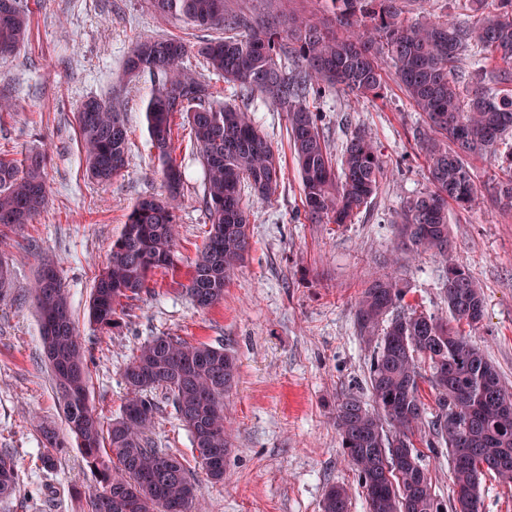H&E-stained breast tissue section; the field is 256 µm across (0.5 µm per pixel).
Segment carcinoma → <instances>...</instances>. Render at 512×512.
<instances>
[{"mask_svg":"<svg viewBox=\"0 0 512 512\" xmlns=\"http://www.w3.org/2000/svg\"><path fill=\"white\" fill-rule=\"evenodd\" d=\"M333 18L305 15L262 21L226 11L225 0H151L154 14L224 35L187 44L178 37L140 40L123 62V75L148 83L146 131L165 194L138 198L112 242L106 266L95 277L88 322L108 332L126 301L148 291L152 274L174 266L179 236L176 210L187 180L174 157L173 119L190 128L203 170L202 199L210 223L192 265L186 294L201 309L224 301V287L249 252L250 211L242 186L271 201L283 180L272 143L250 113L215 95L211 79L184 66L194 53L202 67L236 88L288 113L289 147L296 165L305 219L311 224H350L377 193L383 163L372 136L361 129L333 157L310 97L342 90L376 98L384 89L385 61L427 126L414 140L431 189L406 201L396 233L410 251L425 250L443 268L448 313L408 307L404 279L385 275L364 285L355 304L359 335L376 342L369 369L372 405L345 395L336 406L340 447L358 473L367 512H480L487 473L512 482V390L461 331L485 316V301L463 261L450 247L449 206L471 209L481 199L469 160L496 156L500 201L512 208V0H460L475 21L408 22L404 0H331ZM19 0H0V56L11 55L28 33ZM489 69L471 84L462 77L463 57ZM86 171L108 183L128 165L129 130L120 112L96 97L77 113ZM45 150L22 158L0 153V233L32 223L48 199ZM42 349L70 438L100 488L88 494L87 512H194L199 481H224V396L235 383V357L222 347L180 336H153L136 347L123 371L121 415L104 426L89 400L90 370L69 295L57 279L32 284ZM429 370L424 376L423 369ZM428 379L435 408L424 402ZM188 431L193 461L157 447L151 433L160 411L155 392ZM434 413H429V410ZM40 468L55 467L67 445L55 428L40 424ZM428 448H446L454 485L452 500L437 498L423 466ZM15 458L0 450V500L16 492ZM341 485L329 487L320 512H349Z\"/></svg>","mask_w":512,"mask_h":512,"instance_id":"obj_1","label":"carcinoma"}]
</instances>
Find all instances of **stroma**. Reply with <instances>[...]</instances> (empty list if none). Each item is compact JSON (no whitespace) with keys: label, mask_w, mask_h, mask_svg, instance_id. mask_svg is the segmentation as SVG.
Returning <instances> with one entry per match:
<instances>
[{"label":"stroma","mask_w":512,"mask_h":512,"mask_svg":"<svg viewBox=\"0 0 512 512\" xmlns=\"http://www.w3.org/2000/svg\"><path fill=\"white\" fill-rule=\"evenodd\" d=\"M30 31L16 53L0 61V98L12 104L0 116V151L18 158L48 150L49 203L33 223L9 232L0 255L12 287L0 299V448L16 459L20 485L0 512H87L97 482L78 448L57 466L36 469L38 422L67 429L44 362L30 291L41 264L57 261L76 324L91 358L90 399L103 422L120 413L122 373L133 349L171 334L223 346L237 360L238 380L224 400L232 449L223 482H202L200 512H319L330 485H345L351 512H367L356 472L347 464L334 424L343 395L368 397L373 346L355 326V302L364 281L395 271L409 284L408 303L444 314L442 269L431 253L396 254L393 222L404 202L429 189L412 131L421 126L396 82L382 98L355 100L334 91L317 100L333 154L360 128L371 133L383 161L377 194L350 224H312L304 218L300 183L289 149L286 112L248 102L278 151L283 182L271 202H251L249 255L229 280L223 303L198 309L186 295L191 266L204 241L200 206L203 172L187 158L189 177L177 211L175 266L156 272L147 293L129 300L110 332L91 327L87 305L94 279L139 196L162 193L142 112L146 84L130 82L122 61L140 39L167 35L190 43L210 30L155 17L149 0H22ZM125 113L129 166L111 183L88 178L76 112L87 97ZM481 186L478 207L451 214L456 253L480 287L481 326L467 335L512 385V210L495 198L497 167L473 160Z\"/></svg>","instance_id":"1"}]
</instances>
